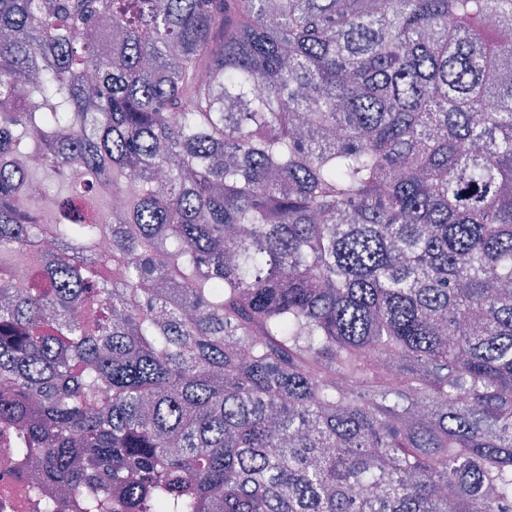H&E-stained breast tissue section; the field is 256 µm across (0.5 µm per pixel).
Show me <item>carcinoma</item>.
Listing matches in <instances>:
<instances>
[{"instance_id":"carcinoma-1","label":"carcinoma","mask_w":512,"mask_h":512,"mask_svg":"<svg viewBox=\"0 0 512 512\" xmlns=\"http://www.w3.org/2000/svg\"><path fill=\"white\" fill-rule=\"evenodd\" d=\"M0 31V446L37 485L512 512V0H0ZM37 171L67 223L16 206Z\"/></svg>"}]
</instances>
